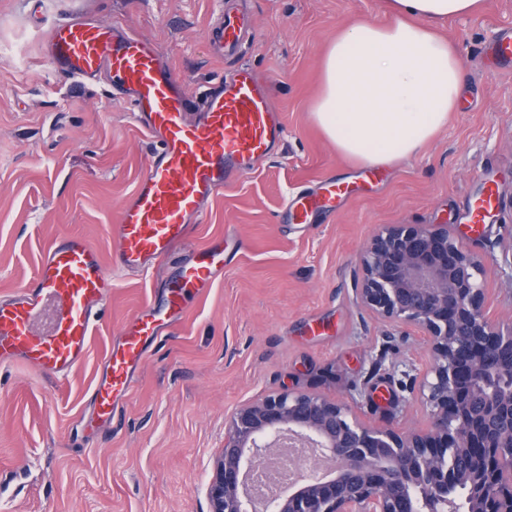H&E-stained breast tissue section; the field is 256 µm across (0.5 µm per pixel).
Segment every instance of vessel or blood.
I'll return each mask as SVG.
<instances>
[{
  "instance_id": "vessel-or-blood-1",
  "label": "vessel or blood",
  "mask_w": 512,
  "mask_h": 512,
  "mask_svg": "<svg viewBox=\"0 0 512 512\" xmlns=\"http://www.w3.org/2000/svg\"><path fill=\"white\" fill-rule=\"evenodd\" d=\"M243 16L220 13L211 32L219 49L236 53ZM50 63L67 77L93 84L108 76L156 151L112 229L117 246L103 253L85 237L63 234L45 250L22 286L0 296V366L19 365L55 380L86 358L89 339L112 297V270L146 272L187 242L206 206L279 147L285 127L269 87L249 68L236 69L193 103L160 50L139 34L88 15L57 24L44 41ZM331 180L290 204L297 223L348 195ZM225 241L194 250L137 320L113 340L91 394L89 420L110 422L127 400L147 349L182 320L187 298L223 273Z\"/></svg>"
}]
</instances>
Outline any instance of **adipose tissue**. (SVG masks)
<instances>
[{"mask_svg": "<svg viewBox=\"0 0 512 512\" xmlns=\"http://www.w3.org/2000/svg\"><path fill=\"white\" fill-rule=\"evenodd\" d=\"M481 0H391L393 20L342 29L321 61L313 116L337 149L368 164L416 154L448 120L461 62L435 27Z\"/></svg>", "mask_w": 512, "mask_h": 512, "instance_id": "adipose-tissue-1", "label": "adipose tissue"}]
</instances>
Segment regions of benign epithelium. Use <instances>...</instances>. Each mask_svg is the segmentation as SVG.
Instances as JSON below:
<instances>
[{
    "instance_id": "7a95c632",
    "label": "benign epithelium",
    "mask_w": 512,
    "mask_h": 512,
    "mask_svg": "<svg viewBox=\"0 0 512 512\" xmlns=\"http://www.w3.org/2000/svg\"><path fill=\"white\" fill-rule=\"evenodd\" d=\"M485 257L437 228L390 225L368 241L360 303L417 329L428 361L405 365L429 426L373 427L341 399L269 394L235 409L206 489L208 512H255L249 476L286 438L335 462L265 512H450L448 491L466 489V512H512V322L490 316L479 276Z\"/></svg>"
}]
</instances>
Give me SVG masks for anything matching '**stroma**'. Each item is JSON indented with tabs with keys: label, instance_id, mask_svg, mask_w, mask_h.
<instances>
[{
	"label": "stroma",
	"instance_id": "stroma-1",
	"mask_svg": "<svg viewBox=\"0 0 512 512\" xmlns=\"http://www.w3.org/2000/svg\"><path fill=\"white\" fill-rule=\"evenodd\" d=\"M223 9L255 27L228 58L208 35ZM78 14L151 40L196 99L242 65L266 76L286 133L209 204L172 260L114 276L90 354L68 380L0 367V512H208L224 418L261 395L317 393L372 425L426 428L398 369L424 353L361 307L356 280L384 225L444 224L487 256L498 317L512 319V62L486 55L512 32V0H483L479 13L439 27L462 62L458 109L417 154L374 178L311 109L329 43L349 23H389L388 0H0V295L28 280L58 233L114 249L108 227L151 159L152 143L108 83L79 84L45 58L48 30ZM327 179L348 181L354 195L288 222V203ZM489 188L495 202L476 233L469 206ZM221 235L236 250L223 275L149 349L114 421L83 430L113 336L162 293L176 261Z\"/></svg>",
	"mask_w": 512,
	"mask_h": 512
}]
</instances>
